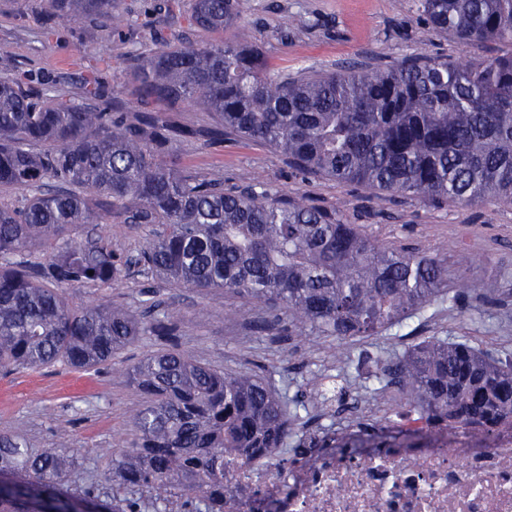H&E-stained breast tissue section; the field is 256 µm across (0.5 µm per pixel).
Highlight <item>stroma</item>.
<instances>
[{
	"label": "stroma",
	"mask_w": 512,
	"mask_h": 512,
	"mask_svg": "<svg viewBox=\"0 0 512 512\" xmlns=\"http://www.w3.org/2000/svg\"><path fill=\"white\" fill-rule=\"evenodd\" d=\"M159 2L122 0L125 20L119 25L60 27L47 37L44 0H0V71L24 75L26 90L34 94L64 99L77 94L82 77L94 71L114 86L118 98L136 106L127 67L134 54L153 48L156 28L167 26L173 40L184 44L213 39L189 30L183 20L164 18ZM224 36L262 45L271 72L288 74L336 71L349 61L392 67L418 51L442 59L489 54L483 45L433 30L420 0H248L243 22ZM146 109L157 111L151 103ZM160 114L181 132L170 156L176 167L221 180L228 188L254 178L310 205H342L350 223L361 225L379 245L446 252L449 273H463L474 289L456 300L437 298L375 335L347 340L298 335L287 319H276L273 308H259L229 292L205 296L175 288L138 267L109 285L66 288L72 308L109 298L139 314L148 310L159 316L176 309L181 353L227 372L259 374L291 399L303 434L339 429V421L323 412L326 391L373 404L384 366L429 337L466 341L512 360V204L431 205L409 196H379L363 186L301 174L264 143L211 137L213 115L192 105ZM97 230L121 255H136L150 239L149 226L116 219ZM462 251L470 258L463 267L458 264ZM261 316L273 325L259 334L252 324ZM168 347L164 339L143 336L108 364L90 370L56 364L0 374V433L19 436L36 450L67 447L75 460L71 491L111 500L118 489L106 478L112 451L131 438V418L143 402L119 373Z\"/></svg>",
	"instance_id": "obj_1"
}]
</instances>
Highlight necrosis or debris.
I'll use <instances>...</instances> for the list:
<instances>
[{
	"label": "necrosis or debris",
	"instance_id": "4bbe7bcc",
	"mask_svg": "<svg viewBox=\"0 0 512 512\" xmlns=\"http://www.w3.org/2000/svg\"><path fill=\"white\" fill-rule=\"evenodd\" d=\"M417 443L303 448L224 458V512H512V424L428 427L407 407Z\"/></svg>",
	"mask_w": 512,
	"mask_h": 512
}]
</instances>
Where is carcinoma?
<instances>
[{
    "label": "carcinoma",
    "mask_w": 512,
    "mask_h": 512,
    "mask_svg": "<svg viewBox=\"0 0 512 512\" xmlns=\"http://www.w3.org/2000/svg\"><path fill=\"white\" fill-rule=\"evenodd\" d=\"M121 0H45L47 32L94 21L115 24ZM433 30L493 45L481 59L448 61L418 52L395 67L351 64L337 72L273 74L257 43L224 39L244 0H165V16L218 35L202 46L170 44L136 56L130 83L143 102L189 103L211 113L213 135L262 141L288 166L381 194L427 203L493 199L512 204V0H421ZM95 76L79 99H42L19 75L0 72V370L63 362L105 364L145 334L172 347L126 371L145 396L133 437L112 451V477L150 496L130 512H224V455L283 448L295 418L287 396L250 373H226L181 354L178 318L137 317L107 299L73 310L64 288L111 284L142 266L174 287L226 291L274 304L304 336H372L457 286L440 253L375 244L342 207H319L249 182L233 188L168 161L175 131L156 115L131 119ZM36 190L33 195L28 190ZM120 217L161 230L123 258L100 234L66 235ZM49 250L33 264L21 255ZM409 387L427 422L495 426L512 417V363L466 342L431 338L386 369ZM67 458L35 454L0 435V512H73Z\"/></svg>",
    "instance_id": "cac0c4a2"
}]
</instances>
